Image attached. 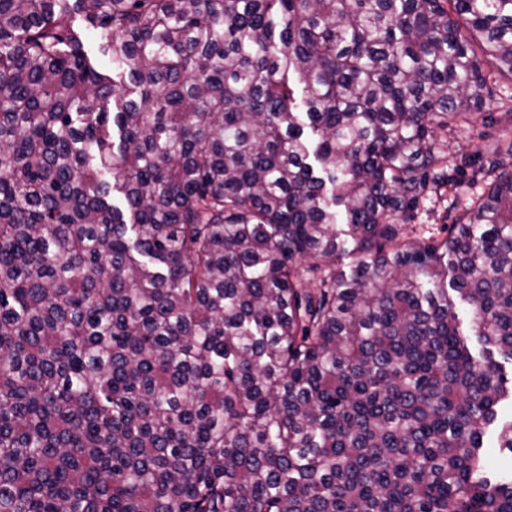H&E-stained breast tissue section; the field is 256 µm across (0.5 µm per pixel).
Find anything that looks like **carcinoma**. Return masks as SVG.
<instances>
[{"label":"carcinoma","mask_w":512,"mask_h":512,"mask_svg":"<svg viewBox=\"0 0 512 512\" xmlns=\"http://www.w3.org/2000/svg\"><path fill=\"white\" fill-rule=\"evenodd\" d=\"M475 39L512 0H0V512H512V126L402 232ZM86 22L80 17L77 16L76 20L74 22V27L76 31L81 35V37L84 39L85 43V49L88 51V53L93 56L97 61L107 67L110 65L109 58L101 52V45L103 44V41H101L100 37L93 33L88 32L86 29ZM459 186L453 194H445L427 199L408 221V235L417 241L429 238L443 239L448 236L449 224H453L448 215L461 212L472 199L488 193V182L472 179L470 167L464 174L456 175ZM414 230V231H413ZM498 427L488 431L484 438V449L488 454L490 468L500 475H512V454L499 448Z\"/></svg>","instance_id":"obj_1"}]
</instances>
